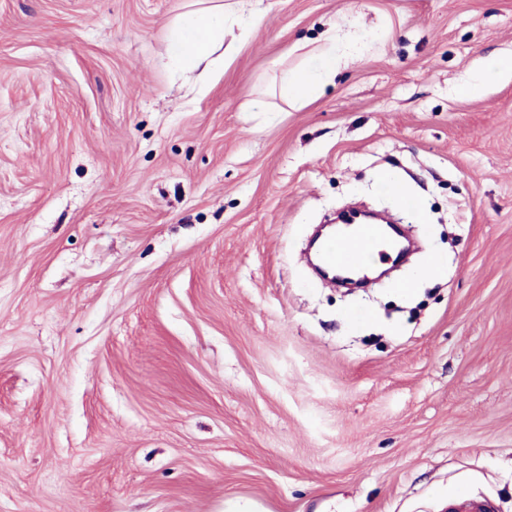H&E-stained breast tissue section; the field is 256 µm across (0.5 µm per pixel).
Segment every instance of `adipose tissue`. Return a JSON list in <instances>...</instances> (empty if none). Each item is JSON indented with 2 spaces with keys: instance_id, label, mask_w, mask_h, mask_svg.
<instances>
[{
  "instance_id": "obj_1",
  "label": "adipose tissue",
  "mask_w": 512,
  "mask_h": 512,
  "mask_svg": "<svg viewBox=\"0 0 512 512\" xmlns=\"http://www.w3.org/2000/svg\"><path fill=\"white\" fill-rule=\"evenodd\" d=\"M258 22V17H243L235 0H219L218 4L187 12L173 23L170 53L184 70L215 73L234 52L233 47L224 43L227 33L238 30L239 40H246ZM342 59L343 53L336 45L335 35H327L314 64L281 76L278 96L293 105L314 97L335 76Z\"/></svg>"
}]
</instances>
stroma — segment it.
<instances>
[{
	"label": "stroma",
	"mask_w": 512,
	"mask_h": 512,
	"mask_svg": "<svg viewBox=\"0 0 512 512\" xmlns=\"http://www.w3.org/2000/svg\"><path fill=\"white\" fill-rule=\"evenodd\" d=\"M194 6L0 0V512H512V78L460 90L512 0H240L207 85ZM352 203L419 250L349 292L304 249ZM235 1L238 0L187 12L173 23L169 49L182 69L195 71L203 66V74H212L224 68V62L235 51L234 41L224 47V55L214 57V54L222 47L225 36L234 25L239 35L233 40L240 43L246 40L259 19L256 16L245 19ZM316 56L315 63L307 67L286 71L277 86L278 96L288 104L308 100L336 75L344 53L336 47V35L329 34ZM492 501L487 497L463 496L448 498L444 512H494Z\"/></svg>",
	"instance_id": "1"
}]
</instances>
